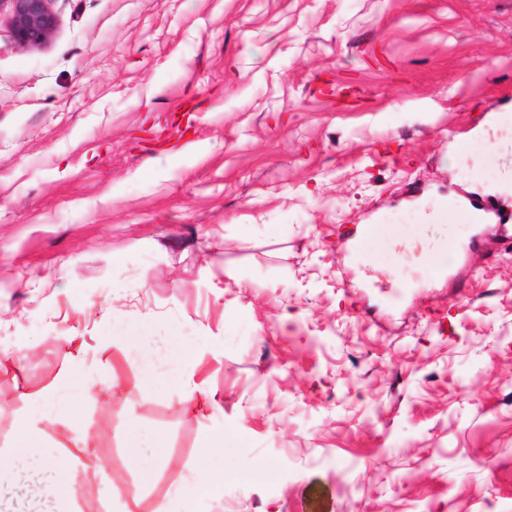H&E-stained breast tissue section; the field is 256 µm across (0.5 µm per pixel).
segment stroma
Listing matches in <instances>:
<instances>
[{"label":"stroma","instance_id":"stroma-1","mask_svg":"<svg viewBox=\"0 0 512 512\" xmlns=\"http://www.w3.org/2000/svg\"><path fill=\"white\" fill-rule=\"evenodd\" d=\"M48 46L0 21V448L18 390L85 354L79 420L108 480L26 483L0 512H103L224 433L200 512H512V0H55ZM144 343L205 337L216 408L146 391ZM117 396L97 397L108 385ZM167 467L125 465L124 435ZM458 214L469 224H486L496 210L489 200L480 202L468 199L466 203L458 205Z\"/></svg>","mask_w":512,"mask_h":512}]
</instances>
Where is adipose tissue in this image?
Here are the masks:
<instances>
[{
	"label": "adipose tissue",
	"mask_w": 512,
	"mask_h": 512,
	"mask_svg": "<svg viewBox=\"0 0 512 512\" xmlns=\"http://www.w3.org/2000/svg\"><path fill=\"white\" fill-rule=\"evenodd\" d=\"M112 321L129 337L128 352L132 357L144 353L152 356L153 371L145 380L146 387L156 391H174L184 406L211 401V391L206 382L197 379L202 357L199 343L183 345L179 354L172 357L162 349L138 344V328L123 314L113 313ZM65 343L69 348L71 366L59 375L56 383L35 393H18L20 407L16 412L15 440L7 449L15 469L58 484L64 483V472L68 469L79 468L94 477L102 470L98 449L89 447L80 437L73 435L69 450L58 455L48 454L45 447L49 435L61 430L72 432L80 417L78 401L72 393L73 377L83 368L87 342L85 337L71 336ZM223 480L221 472L207 467L196 468L185 483L170 490V512H197L199 501L216 494Z\"/></svg>",
	"instance_id": "ef3b65f1"
}]
</instances>
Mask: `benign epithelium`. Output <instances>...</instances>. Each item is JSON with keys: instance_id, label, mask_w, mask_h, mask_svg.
I'll use <instances>...</instances> for the list:
<instances>
[{"instance_id": "obj_1", "label": "benign epithelium", "mask_w": 512, "mask_h": 512, "mask_svg": "<svg viewBox=\"0 0 512 512\" xmlns=\"http://www.w3.org/2000/svg\"><path fill=\"white\" fill-rule=\"evenodd\" d=\"M54 2L0 0V18H6L17 49L31 51L51 42L58 25Z\"/></svg>"}]
</instances>
